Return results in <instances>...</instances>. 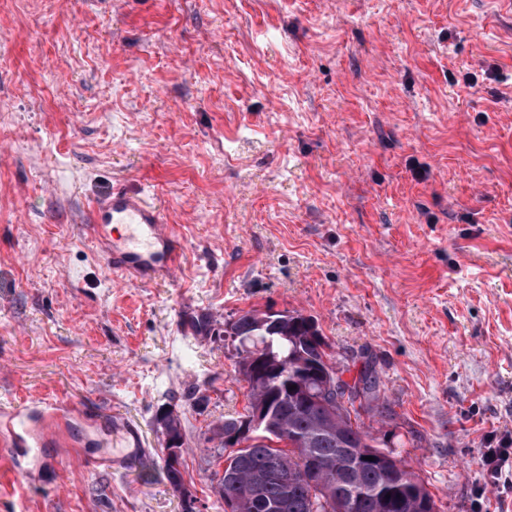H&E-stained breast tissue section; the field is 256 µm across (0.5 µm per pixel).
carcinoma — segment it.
Listing matches in <instances>:
<instances>
[{
  "instance_id": "carcinoma-1",
  "label": "carcinoma",
  "mask_w": 512,
  "mask_h": 512,
  "mask_svg": "<svg viewBox=\"0 0 512 512\" xmlns=\"http://www.w3.org/2000/svg\"><path fill=\"white\" fill-rule=\"evenodd\" d=\"M277 322L274 329L262 323ZM224 335L238 342V367L253 351L288 367L263 381L245 379L250 406L268 405L267 430L229 453L213 455L227 467L211 474L214 494L234 512H437L425 482L398 458L389 441L363 429L361 412H389L380 403L377 377L364 371L346 384L349 406L318 400L317 366L336 360L315 321L297 311L251 310L224 322ZM162 469L174 493L185 485L182 456L161 449ZM373 460H367V457ZM321 467L319 482L305 478L310 460Z\"/></svg>"
}]
</instances>
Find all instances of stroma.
<instances>
[{"mask_svg": "<svg viewBox=\"0 0 512 512\" xmlns=\"http://www.w3.org/2000/svg\"><path fill=\"white\" fill-rule=\"evenodd\" d=\"M178 228L180 276L114 279L86 208L116 184ZM297 311L439 512H512V13L498 0H0V402L73 425L0 512H181L157 423L181 420L201 512L213 425L247 389L224 323ZM112 436L121 437L127 448H131V453L137 454L140 448H145L139 429L123 417L112 418Z\"/></svg>", "mask_w": 512, "mask_h": 512, "instance_id": "1", "label": "stroma"}]
</instances>
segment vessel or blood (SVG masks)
<instances>
[{
	"instance_id": "obj_1",
	"label": "vessel or blood",
	"mask_w": 512,
	"mask_h": 512,
	"mask_svg": "<svg viewBox=\"0 0 512 512\" xmlns=\"http://www.w3.org/2000/svg\"><path fill=\"white\" fill-rule=\"evenodd\" d=\"M90 225L97 251L121 281L148 283L172 275L183 265L173 225L165 223L160 206L145 191L113 188L93 202ZM73 417L81 418L86 428L96 425L86 408L63 401L38 399L0 406V446L29 458L46 440L64 431ZM112 433L132 452L144 446L139 429L125 418H113Z\"/></svg>"
}]
</instances>
